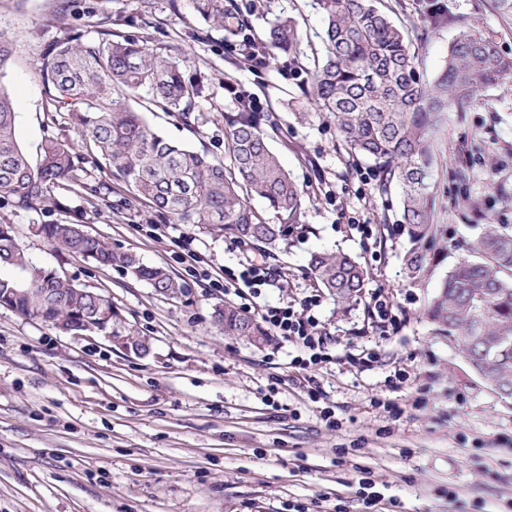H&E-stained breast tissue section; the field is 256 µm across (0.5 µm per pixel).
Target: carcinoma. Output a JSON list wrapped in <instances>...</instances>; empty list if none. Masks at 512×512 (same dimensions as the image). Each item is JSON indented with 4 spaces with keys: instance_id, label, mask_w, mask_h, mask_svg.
<instances>
[{
    "instance_id": "1",
    "label": "carcinoma",
    "mask_w": 512,
    "mask_h": 512,
    "mask_svg": "<svg viewBox=\"0 0 512 512\" xmlns=\"http://www.w3.org/2000/svg\"><path fill=\"white\" fill-rule=\"evenodd\" d=\"M193 11L211 29L246 33L228 0H190ZM375 0H318L325 21V55L317 64L307 94L317 110L333 117L340 141L353 156L378 165L384 185L400 192L403 222L415 243L406 254L409 280L418 279L422 256L418 243L427 225L425 170L430 162L429 132L448 104L463 105L479 88L512 75V59L494 43L463 32L452 44L433 85L422 83L403 31ZM297 44L293 21L281 17L270 27L266 45L290 52ZM0 39V192L16 207L38 211L64 208L54 190L82 185L80 155L73 143L48 138L32 161L16 137V112L1 83L11 57ZM40 75L45 110L67 112L85 146L97 151L106 172L132 187L137 196L179 224L217 231L271 255L299 223L302 194L288 170L267 144L258 110L248 101L229 118L224 135L227 165L161 136L132 103L147 100L191 123L203 84L184 80L179 60L162 55L130 35L103 29L84 40L78 33L54 39L44 48ZM263 199L274 212L270 222L250 204ZM38 234L57 249L102 266L117 265L131 277L163 294H175L179 282L162 266H150L128 252H115L90 235L83 212L64 224H42ZM483 257L455 266L430 307L431 320L453 337L474 372L503 398H512V282L500 269L512 267V235L488 224L470 244ZM25 274L24 280L0 276V293L9 288H47L58 300L53 316L66 319L76 332L119 336L124 323L78 310L88 301L79 288L54 272L33 265L8 225L0 227V266ZM309 270L336 305L346 308L362 296L366 268L346 253L311 255ZM224 335L255 346L268 341L252 318L231 304L215 311Z\"/></svg>"
}]
</instances>
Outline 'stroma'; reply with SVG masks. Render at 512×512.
Returning a JSON list of instances; mask_svg holds the SVG:
<instances>
[{"mask_svg": "<svg viewBox=\"0 0 512 512\" xmlns=\"http://www.w3.org/2000/svg\"><path fill=\"white\" fill-rule=\"evenodd\" d=\"M446 2L445 18L431 16L421 0L379 3L404 28L423 83L434 82L463 31L484 35L512 58V16L493 12L486 0ZM234 3L258 43L275 18L291 17L294 52L274 51L265 64H250L232 35L205 30L189 0H0V38L13 47L5 83L20 143L33 153L47 138L81 140L66 113L44 109L39 67L46 40L76 30L93 38L108 27L142 37L178 57L185 80L204 85L192 126L139 104L163 137L220 161L239 95L269 103L261 127L300 187L303 209L272 259L287 284L263 292L262 302L317 292L307 269L311 253L340 250L366 267V293L384 291L407 323L383 336L365 300L340 311L323 296L316 314L332 343L312 374L324 395L317 404L291 366L293 343L272 336L255 347L218 332L215 309L237 297L189 276L179 241L191 236L208 270L227 277L261 257L255 246L174 223L91 161L84 186L65 192L66 208L18 210L0 195V222L13 225L33 264L110 296L126 327L150 342L141 357L104 336L61 333L0 307V512H289L314 500L322 512L339 503L360 512L362 466L384 512H512V444L497 442L512 437V400L476 375L428 317L441 283L467 259L466 244L484 224L512 231V75L463 106H449L430 135L426 260L412 283L398 190L383 194L378 179L359 178L367 162L351 164L334 120L305 94L324 51L316 0ZM102 184L111 185L109 196L93 194ZM76 209L89 234L165 267L181 292L158 293L119 267L71 256L33 232L36 224L69 221ZM352 218L369 222L372 237L351 230ZM150 224L165 226L166 234L149 235ZM365 348L380 350L378 363H349ZM398 369L410 379L389 388L386 378ZM421 396L428 402L419 408ZM378 399L402 407L398 422L375 407ZM325 405L340 427L325 424Z\"/></svg>", "mask_w": 512, "mask_h": 512, "instance_id": "35a3bbf8", "label": "stroma"}]
</instances>
